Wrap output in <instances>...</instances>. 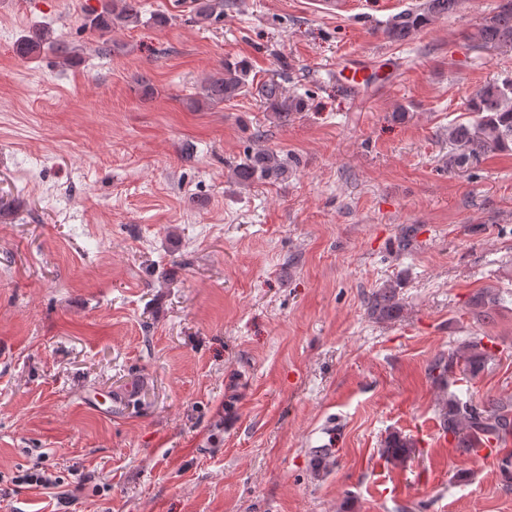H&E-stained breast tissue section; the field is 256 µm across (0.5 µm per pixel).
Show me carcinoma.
<instances>
[{"instance_id": "obj_1", "label": "carcinoma", "mask_w": 512, "mask_h": 512, "mask_svg": "<svg viewBox=\"0 0 512 512\" xmlns=\"http://www.w3.org/2000/svg\"><path fill=\"white\" fill-rule=\"evenodd\" d=\"M461 0H423L415 8H409L395 16L384 28L388 41L401 43L413 34L426 28L433 19L449 16L457 11ZM224 17V0H197L195 20L209 23ZM141 19L139 0H101L100 7L86 10L84 26L93 32L105 34L116 25L138 24ZM466 40L475 46L489 50L509 48L512 50V0H497L487 16L466 34ZM16 55L31 59L49 52L60 59L63 65L76 63L75 48L69 41L48 27H33L14 44ZM246 68L226 63L224 72L211 75L201 84L198 103L216 106L245 95L252 89ZM265 103L278 114L289 115L302 109L303 103L296 97H284L281 87L270 80L259 87ZM468 111L473 119L448 128V140L459 148L453 165L464 167L477 163L484 156L512 151V76L489 81L480 86L469 102ZM286 162L273 151H260L245 159L232 169L234 180L241 185L257 181H274L281 177ZM471 304L478 309L479 316L490 319L502 304V298L492 288L477 292ZM368 310L379 320L396 317L402 310L397 285L388 283L372 293L368 299ZM493 358L492 348L476 338L455 351L437 356L428 367V377L442 390H447L450 379L460 369L470 378L482 373ZM441 429L457 441L460 448H481L493 442L504 451L502 470L512 468V398H496L476 401L461 399L454 393L442 398L438 408ZM417 441L398 432L383 440L380 457L394 468L404 466L415 452Z\"/></svg>"}]
</instances>
